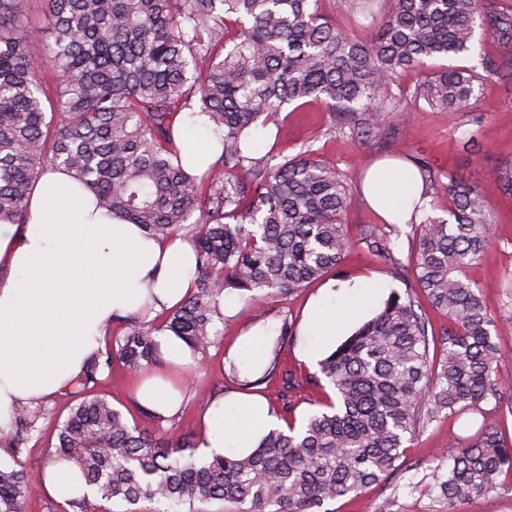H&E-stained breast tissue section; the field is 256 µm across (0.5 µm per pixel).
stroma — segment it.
<instances>
[{
	"mask_svg": "<svg viewBox=\"0 0 512 512\" xmlns=\"http://www.w3.org/2000/svg\"><path fill=\"white\" fill-rule=\"evenodd\" d=\"M332 118L322 104L312 102L289 108L279 126L260 129V151L275 147L292 155L299 144L314 141L322 159L330 162L351 179L353 193L361 191V175L374 162L405 159L421 149L442 172L474 183L485 196L495 239L484 253L467 268L465 276L477 285L492 305H499L503 279L512 271V196L503 192L497 178L499 169L512 162V84L484 83L475 92L469 111L448 113L428 106L414 109L410 115L392 113L385 139L364 142L351 134L331 132ZM416 238L413 228L402 229L397 241L398 264H391L367 251L356 249L345 258L333 280L353 282L373 278L389 290L405 292L413 275ZM225 302L234 313L225 317L223 334L211 346L195 369L189 372L190 385L184 403L174 417L155 424L141 418L137 424L152 432L163 427L170 435L200 440L202 416L214 399L237 390L224 367V359L237 337L255 327L253 313L235 290H227ZM45 419L29 432L22 456L26 465H42L47 448L56 441V428L68 410L63 399L48 402ZM499 426L504 441H512V414L489 415L467 412L432 422L406 444L408 468L397 477L396 487H374L358 498H339L327 502L328 512H439L440 505L430 490L431 469L452 446L453 435L473 434L482 421Z\"/></svg>",
	"mask_w": 512,
	"mask_h": 512,
	"instance_id": "35a3bbf8",
	"label": "stroma"
}]
</instances>
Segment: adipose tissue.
<instances>
[{"label":"adipose tissue","mask_w":512,"mask_h":512,"mask_svg":"<svg viewBox=\"0 0 512 512\" xmlns=\"http://www.w3.org/2000/svg\"><path fill=\"white\" fill-rule=\"evenodd\" d=\"M423 183L409 163L372 164L361 185L366 202L390 224L411 221ZM0 430H9L15 410L62 394L84 371L116 317L172 307L194 286L195 251L184 233L164 239L139 225L97 209L94 195L64 170L47 169L35 182L25 225H0ZM381 289L369 282L327 283L311 300L305 317L303 358L320 359L347 320L340 311L361 314L377 308ZM265 330L242 336L226 366L252 377L263 364ZM134 399L160 417L181 401L174 378L148 374ZM205 456L250 454L277 422L265 400L234 393L212 401L203 415ZM43 484L59 500L93 497L71 464L44 470Z\"/></svg>","instance_id":"obj_1"}]
</instances>
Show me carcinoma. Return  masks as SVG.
<instances>
[{
    "mask_svg": "<svg viewBox=\"0 0 512 512\" xmlns=\"http://www.w3.org/2000/svg\"><path fill=\"white\" fill-rule=\"evenodd\" d=\"M319 0H42L41 18L26 0H0V221L27 223L34 182L62 167L94 192L99 207L152 236L190 233L195 288L153 318H116L124 327L93 356L71 390L47 462L74 464L98 498L149 500L164 512H204L228 501L239 512H322L325 502L359 497L407 469L404 441L424 424L494 402L512 408V367L493 340L491 303L464 278L490 246L493 229L480 188L437 170L422 152L409 161L429 190L448 194L447 216L421 207L414 271L431 305L448 316L441 340L411 296L393 293L302 382L280 365L296 321L277 328L272 359L254 388L275 383L284 414L304 385L335 398L300 424L273 428L247 457L197 454L198 444L148 433L96 392L118 359L131 371L161 362L154 335L170 332L207 352L224 323L219 301L236 289L253 309L283 301L338 268L358 246L397 262L395 243L370 226L354 238L344 222L356 201L342 172L308 144L292 156H257L258 128L290 105H325L333 126L365 141L385 133L389 112L408 100L463 112L477 83H512V0H345L366 21L355 36L321 15ZM482 29L502 48L477 68L444 66L406 92L401 76L428 61L469 55ZM47 40L30 54L28 41ZM57 74L54 95L41 75ZM217 138L220 155L197 176L181 163L174 139ZM502 326H512V277L503 285ZM440 343V358L430 345ZM47 414L22 408L28 431ZM454 450L432 471L444 512L502 488L512 477V443L486 424L453 437ZM24 439L9 442L17 467L0 470V512H28L27 491L41 469L19 461Z\"/></svg>",
    "mask_w": 512,
    "mask_h": 512,
    "instance_id": "cac0c4a2",
    "label": "carcinoma"
}]
</instances>
